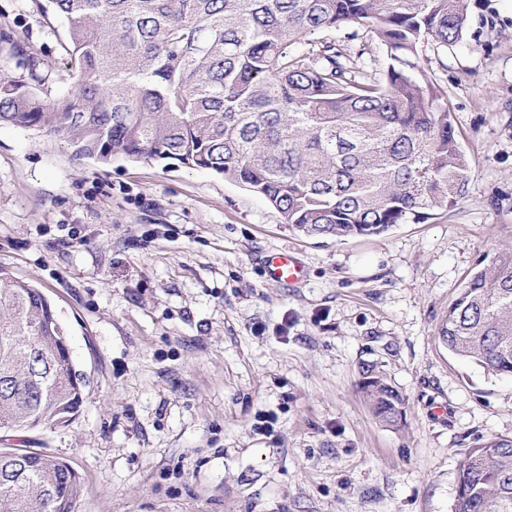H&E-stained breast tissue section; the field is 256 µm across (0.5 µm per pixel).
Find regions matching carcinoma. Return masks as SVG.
<instances>
[{"mask_svg":"<svg viewBox=\"0 0 512 512\" xmlns=\"http://www.w3.org/2000/svg\"><path fill=\"white\" fill-rule=\"evenodd\" d=\"M78 73L0 75V125L68 139L80 156L170 160L263 197L311 238L385 234L464 197L471 160L422 48L464 39L468 0H50ZM356 23L388 58L359 75L334 40ZM43 293L0 277V429L73 421L83 375ZM452 356L512 375V246L476 269L440 329ZM373 415L399 424L404 400L371 364ZM77 474L33 448H0V512H73ZM455 512H512V437L465 449Z\"/></svg>","mask_w":512,"mask_h":512,"instance_id":"1","label":"carcinoma"}]
</instances>
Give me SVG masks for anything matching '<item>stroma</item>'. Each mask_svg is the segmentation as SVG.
Returning a JSON list of instances; mask_svg holds the SVG:
<instances>
[{
    "label": "stroma",
    "mask_w": 512,
    "mask_h": 512,
    "mask_svg": "<svg viewBox=\"0 0 512 512\" xmlns=\"http://www.w3.org/2000/svg\"><path fill=\"white\" fill-rule=\"evenodd\" d=\"M462 42L428 46L472 160L457 206L370 238L306 237L206 169L76 156L0 127V275L39 288L84 402L65 428L15 434L81 478L74 512H454L466 448L512 437V376L453 357L439 331L468 274L512 245V0H470ZM342 47H371L357 24ZM65 25L0 0V69L51 92L74 72ZM292 252L296 286L271 281ZM383 371L405 422L376 419L361 368ZM266 274L276 282L296 285L305 275L304 266L298 258L288 251L273 252L265 261Z\"/></svg>",
    "instance_id": "obj_1"
}]
</instances>
